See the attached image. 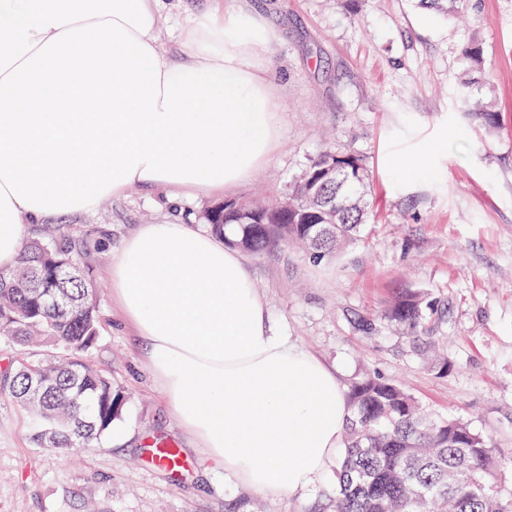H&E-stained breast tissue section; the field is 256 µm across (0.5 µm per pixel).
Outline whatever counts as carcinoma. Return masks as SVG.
<instances>
[{
	"mask_svg": "<svg viewBox=\"0 0 512 512\" xmlns=\"http://www.w3.org/2000/svg\"><path fill=\"white\" fill-rule=\"evenodd\" d=\"M443 14L465 0H417ZM369 174L359 155L325 150L283 197L261 205L237 199L209 207L211 230L231 232L247 252L297 241L319 262L360 237L370 207ZM76 243L47 230L25 243L15 266L0 271V341L23 357L0 365V391L35 416L33 441L64 453L97 450L125 406L123 391L88 361L99 337L96 291ZM427 291L408 293L385 321L424 355L439 341ZM350 417L327 512H512V488L499 480L505 457L462 419L439 418L399 384L369 374L348 393Z\"/></svg>",
	"mask_w": 512,
	"mask_h": 512,
	"instance_id": "obj_1",
	"label": "carcinoma"
}]
</instances>
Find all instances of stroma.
I'll list each match as a JSON object with an SVG mask.
<instances>
[{"label":"stroma","instance_id":"obj_1","mask_svg":"<svg viewBox=\"0 0 512 512\" xmlns=\"http://www.w3.org/2000/svg\"><path fill=\"white\" fill-rule=\"evenodd\" d=\"M252 2L272 6L281 31L260 60L275 84L281 144L233 198L285 193L326 149L363 157L371 172L368 220L336 258L315 263L291 243L248 254L269 320L343 387L379 374L512 454V0H468L449 17L415 0ZM210 5L172 0L160 18L163 50L178 53L181 32ZM474 43L478 67L465 53ZM475 100L492 104L495 127L471 120ZM212 204L135 186L88 212L47 218L84 252L101 323L91 362L127 396L124 437L72 458L36 447L32 415L0 392V512H312L334 492L330 470L302 498L274 500L214 469L170 414L112 300V256L139 225L202 229ZM422 290L446 315L437 327L447 339L443 377L382 322L398 296ZM358 316L377 330L360 332ZM166 443L182 454L171 468L156 460Z\"/></svg>","mask_w":512,"mask_h":512}]
</instances>
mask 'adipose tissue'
Wrapping results in <instances>:
<instances>
[{"instance_id":"obj_1","label":"adipose tissue","mask_w":512,"mask_h":512,"mask_svg":"<svg viewBox=\"0 0 512 512\" xmlns=\"http://www.w3.org/2000/svg\"><path fill=\"white\" fill-rule=\"evenodd\" d=\"M160 0H0V269L24 225L94 209L137 184L225 193L279 146L258 50L277 40L239 0L159 46ZM112 293L183 431L245 489L296 497L350 415L335 372L268 323L247 262L187 224H145L112 261Z\"/></svg>"}]
</instances>
